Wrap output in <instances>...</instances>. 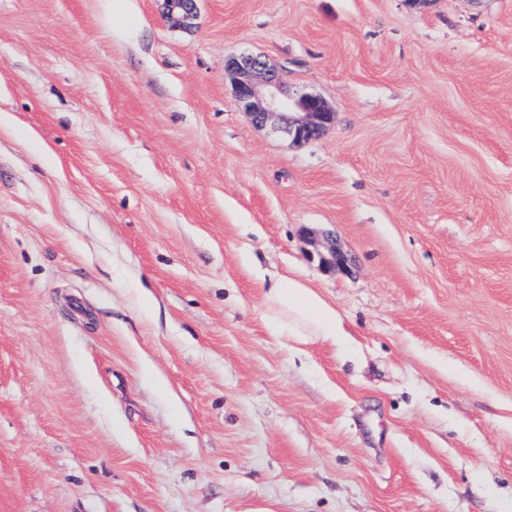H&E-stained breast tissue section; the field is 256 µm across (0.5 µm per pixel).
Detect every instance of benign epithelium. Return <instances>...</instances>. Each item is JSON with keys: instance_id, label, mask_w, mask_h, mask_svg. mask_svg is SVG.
<instances>
[{"instance_id": "1", "label": "benign epithelium", "mask_w": 512, "mask_h": 512, "mask_svg": "<svg viewBox=\"0 0 512 512\" xmlns=\"http://www.w3.org/2000/svg\"><path fill=\"white\" fill-rule=\"evenodd\" d=\"M197 0H164L165 18L174 25L189 27L196 17ZM224 71L233 80L235 98L252 122L274 129L297 142L318 137L335 119L323 99L307 92L286 89L281 74L269 68L259 55L240 54L224 60Z\"/></svg>"}]
</instances>
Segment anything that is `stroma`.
I'll list each match as a JSON object with an SVG mask.
<instances>
[{"label":"stroma","instance_id":"1","mask_svg":"<svg viewBox=\"0 0 512 512\" xmlns=\"http://www.w3.org/2000/svg\"><path fill=\"white\" fill-rule=\"evenodd\" d=\"M128 14L0 0V512H512V0ZM241 53L333 124H253ZM264 289L270 312V335L281 345L298 349L300 345L326 343L336 348L348 346L351 336L336 307L301 280L279 277Z\"/></svg>","mask_w":512,"mask_h":512}]
</instances>
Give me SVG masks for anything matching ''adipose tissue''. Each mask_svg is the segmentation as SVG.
Instances as JSON below:
<instances>
[{
    "label": "adipose tissue",
    "mask_w": 512,
    "mask_h": 512,
    "mask_svg": "<svg viewBox=\"0 0 512 512\" xmlns=\"http://www.w3.org/2000/svg\"><path fill=\"white\" fill-rule=\"evenodd\" d=\"M264 300L270 313L268 331L281 345L326 343L347 347L349 333L336 307L318 292L294 277H280L265 288Z\"/></svg>",
    "instance_id": "obj_1"
}]
</instances>
